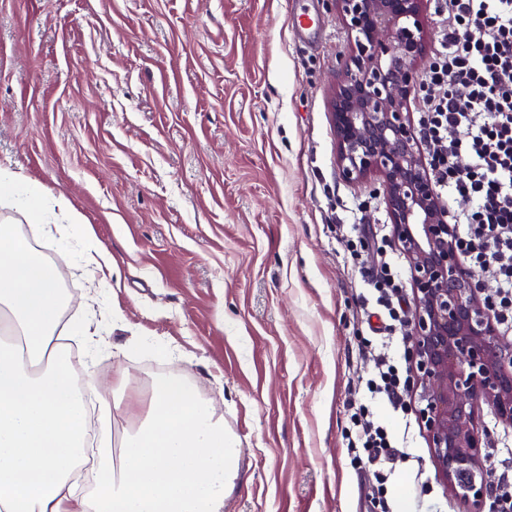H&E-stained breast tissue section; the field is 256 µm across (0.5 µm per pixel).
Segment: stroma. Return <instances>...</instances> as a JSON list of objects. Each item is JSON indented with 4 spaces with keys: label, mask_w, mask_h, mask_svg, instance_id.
I'll return each mask as SVG.
<instances>
[{
    "label": "stroma",
    "mask_w": 512,
    "mask_h": 512,
    "mask_svg": "<svg viewBox=\"0 0 512 512\" xmlns=\"http://www.w3.org/2000/svg\"><path fill=\"white\" fill-rule=\"evenodd\" d=\"M297 0H0V164L64 196L114 259L105 281L67 245L17 229L60 278L76 383L144 401L188 379L240 449L224 512H367L347 404L373 369L356 229H383L410 275L373 175L338 172L336 67L350 36L334 0L325 35L290 30ZM373 404L400 451L396 512H469L437 478L414 410ZM487 473L512 466V426L481 406Z\"/></svg>",
    "instance_id": "35a3bbf8"
}]
</instances>
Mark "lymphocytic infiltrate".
Instances as JSON below:
<instances>
[{
    "instance_id": "1",
    "label": "lymphocytic infiltrate",
    "mask_w": 512,
    "mask_h": 512,
    "mask_svg": "<svg viewBox=\"0 0 512 512\" xmlns=\"http://www.w3.org/2000/svg\"><path fill=\"white\" fill-rule=\"evenodd\" d=\"M431 56L414 94L419 139L436 187L468 201L470 210L449 211L464 225L457 248L474 281L491 278L484 303L497 325L512 331V0H436ZM383 241L361 228L348 239L352 261L367 266L375 292L367 315L384 329L405 331L400 279L383 256ZM394 411L408 413L406 380L389 353H379L366 383ZM351 462L360 469L391 463L399 451L370 405L354 400L346 432Z\"/></svg>"
}]
</instances>
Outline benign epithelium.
Returning a JSON list of instances; mask_svg holds the SVG:
<instances>
[{
    "mask_svg": "<svg viewBox=\"0 0 512 512\" xmlns=\"http://www.w3.org/2000/svg\"><path fill=\"white\" fill-rule=\"evenodd\" d=\"M351 37L332 99L338 168L348 180L377 173L394 233L411 269V389L424 406L440 480L481 512L487 490L485 403L512 424V342L498 332L465 273L448 213L435 193L407 102L424 51V0H335ZM470 475L460 486L457 477Z\"/></svg>",
    "mask_w": 512,
    "mask_h": 512,
    "instance_id": "1",
    "label": "benign epithelium"
}]
</instances>
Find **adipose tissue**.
<instances>
[{
	"mask_svg": "<svg viewBox=\"0 0 512 512\" xmlns=\"http://www.w3.org/2000/svg\"><path fill=\"white\" fill-rule=\"evenodd\" d=\"M44 223L68 212L64 196L0 168V203ZM66 298L53 267L14 225H0V329L25 339L28 352L0 343V512H224L239 450L224 420L196 386L179 376L151 383L146 410L120 446L103 428L95 465L80 490L84 410L58 334Z\"/></svg>",
	"mask_w": 512,
	"mask_h": 512,
	"instance_id": "adipose-tissue-1",
	"label": "adipose tissue"
}]
</instances>
